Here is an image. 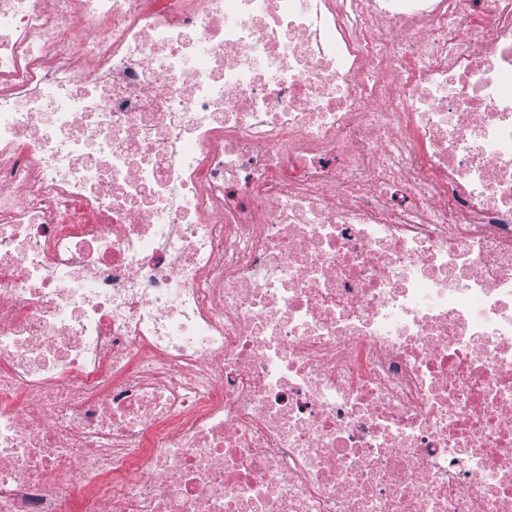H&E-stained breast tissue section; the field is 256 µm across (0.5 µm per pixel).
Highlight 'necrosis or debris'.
Wrapping results in <instances>:
<instances>
[{
  "label": "necrosis or debris",
  "mask_w": 512,
  "mask_h": 512,
  "mask_svg": "<svg viewBox=\"0 0 512 512\" xmlns=\"http://www.w3.org/2000/svg\"><path fill=\"white\" fill-rule=\"evenodd\" d=\"M0 512H512V0H0Z\"/></svg>",
  "instance_id": "necrosis-or-debris-1"
}]
</instances>
